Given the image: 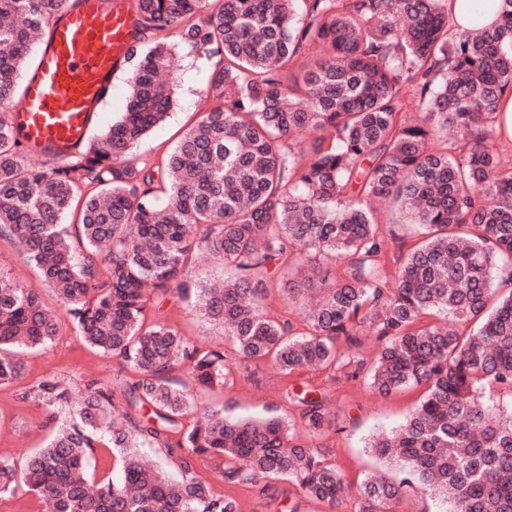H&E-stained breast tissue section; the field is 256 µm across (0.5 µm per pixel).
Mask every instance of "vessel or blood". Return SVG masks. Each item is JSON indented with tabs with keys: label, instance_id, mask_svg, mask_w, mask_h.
<instances>
[{
	"label": "vessel or blood",
	"instance_id": "vessel-or-blood-1",
	"mask_svg": "<svg viewBox=\"0 0 512 512\" xmlns=\"http://www.w3.org/2000/svg\"><path fill=\"white\" fill-rule=\"evenodd\" d=\"M137 0H65L8 118L27 149L67 159L89 143L112 76L137 43Z\"/></svg>",
	"mask_w": 512,
	"mask_h": 512
}]
</instances>
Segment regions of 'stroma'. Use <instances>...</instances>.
<instances>
[{
	"instance_id": "1",
	"label": "stroma",
	"mask_w": 512,
	"mask_h": 512,
	"mask_svg": "<svg viewBox=\"0 0 512 512\" xmlns=\"http://www.w3.org/2000/svg\"><path fill=\"white\" fill-rule=\"evenodd\" d=\"M217 62L214 56L176 50L172 66L163 74L173 89L172 105L165 121L133 149L129 156L131 163L161 164L197 120L203 107L212 105L214 92L210 78ZM0 273L38 288L43 302L55 310L59 322L57 339L25 356L22 377L0 385V457L22 461L29 450L42 445L49 432L67 417V409L51 411L35 398H24V391L46 377L56 378L76 399L81 397L88 382H97L113 390L118 419L139 417V408L128 405L123 394L125 383L137 380V373L123 368L118 358L84 343L52 288L40 284L37 270L26 263L18 246L4 240H0ZM146 320L167 324L199 348L218 349L229 357L234 354L232 344L224 340L223 329L199 317L191 303L176 291L152 295ZM232 377L230 385L211 389L193 381L186 370L174 372L177 387L185 390L193 402L185 424H193L212 407L223 408L232 417L275 414L299 424L298 412L285 395L287 381L271 363L237 362ZM296 381L324 389L327 407L335 417L333 426L323 435L313 437L307 431H300L301 443L325 448L346 481L354 485L378 466L368 450L371 435L401 424L423 395L422 389L405 388L381 396L372 391L365 379L349 378L333 369L303 373L297 375ZM195 468L198 476L209 481L217 492L229 489L203 459H196ZM229 490L238 498L240 512H277L276 505L280 502L296 507L297 512H353L355 508L353 493H346L342 502L332 509L304 497L286 481L240 484Z\"/></svg>"
}]
</instances>
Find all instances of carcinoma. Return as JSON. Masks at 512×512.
<instances>
[{"instance_id":"obj_1","label":"carcinoma","mask_w":512,"mask_h":512,"mask_svg":"<svg viewBox=\"0 0 512 512\" xmlns=\"http://www.w3.org/2000/svg\"><path fill=\"white\" fill-rule=\"evenodd\" d=\"M501 2L498 23L458 31L444 0H137L139 33L158 39L127 61L126 111L46 171L7 111L63 0H0V19L24 22H0V237L17 243L88 345L138 373L125 394L144 410L125 427L112 418V392L88 385L44 447L20 465L0 458V494L23 485L52 512H239L234 495L193 474L201 456L227 485L285 478L311 499L341 502L339 468L277 416L210 409L185 427L192 401L170 374L183 365L200 385L223 387L231 363L166 324L144 327L150 284L194 298L237 356L268 360L287 378L336 366L358 377L363 362L337 341L374 331L370 388L424 395L370 441L396 472L366 476L355 512H388L408 488L448 512H512V407L495 398L512 395V166L498 160L495 139L500 100L512 93V0ZM173 38L220 56L217 103L164 164L137 167L127 156L172 104L158 71L173 59ZM302 131L315 134L309 149L294 139ZM440 134L444 146L430 149ZM377 198L404 209L426 239L388 255ZM75 206L71 232L63 221ZM200 250L234 274L196 281ZM323 259L343 261L344 278L319 285L306 275ZM282 270L293 274L289 301L321 291L304 332L264 310ZM475 320L471 334L456 329ZM57 335L38 291L0 274V384L23 375L24 350ZM37 396L48 409L68 401L53 379ZM286 396L311 432L331 424L324 395L295 385ZM102 439L115 482L88 474V449ZM146 446L188 451L181 478H168Z\"/></svg>"}]
</instances>
